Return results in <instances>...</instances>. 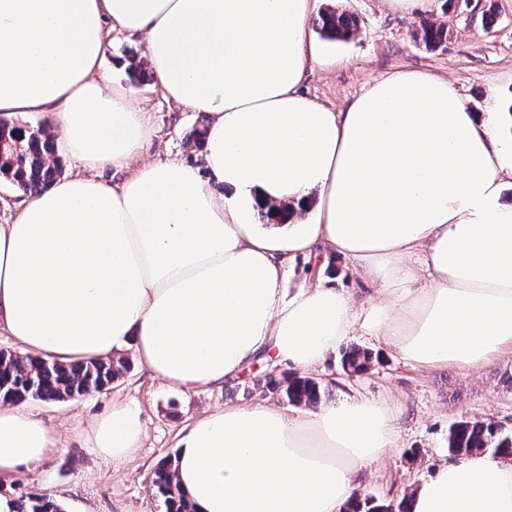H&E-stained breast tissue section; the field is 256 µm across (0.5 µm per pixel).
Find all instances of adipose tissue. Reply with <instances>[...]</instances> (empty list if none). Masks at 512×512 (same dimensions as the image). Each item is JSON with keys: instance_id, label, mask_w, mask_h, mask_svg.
<instances>
[{"instance_id": "adipose-tissue-1", "label": "adipose tissue", "mask_w": 512, "mask_h": 512, "mask_svg": "<svg viewBox=\"0 0 512 512\" xmlns=\"http://www.w3.org/2000/svg\"><path fill=\"white\" fill-rule=\"evenodd\" d=\"M315 2L0 0V115L48 117L77 164L0 224V333L61 363L130 348L194 392L261 356L315 369L359 329L426 368L512 347V140L423 72L340 112L307 97V70L331 62ZM113 30L144 37L169 101L208 115L202 163L142 161L146 114L103 69ZM266 205L281 223H256ZM324 250L379 300L359 310L324 283L284 298L291 263ZM93 435L126 457L138 405L113 404ZM395 441L366 397L227 407L183 435L176 479L195 512H342ZM51 445L39 415L0 401V476ZM409 509L512 512V456L438 466Z\"/></svg>"}]
</instances>
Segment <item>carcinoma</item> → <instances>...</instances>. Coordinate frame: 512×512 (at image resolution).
Returning a JSON list of instances; mask_svg holds the SVG:
<instances>
[{
    "mask_svg": "<svg viewBox=\"0 0 512 512\" xmlns=\"http://www.w3.org/2000/svg\"><path fill=\"white\" fill-rule=\"evenodd\" d=\"M319 34L328 40H347L357 33L356 16L332 7L313 19ZM416 45L429 51L445 46L448 30L443 24L427 21L417 30ZM61 172L55 141L41 124L37 127L0 119V177L19 191L36 194L53 182ZM372 361L370 353L353 348L343 354V366L353 373H362ZM127 365L112 358L83 363L63 364L36 355L20 356L11 352L0 354V399L25 401H64L99 392L111 386ZM283 393L296 406H314L325 391L308 377L288 380ZM495 456L512 453V431L503 424L487 420H461L448 431V453L462 458L473 453ZM153 486L164 498L167 512H195L192 502L175 483V461L162 459L153 471ZM10 512H64L56 501L45 496H20L9 499ZM345 512H410L408 498L398 503H379L362 493L347 505Z\"/></svg>",
    "mask_w": 512,
    "mask_h": 512,
    "instance_id": "1",
    "label": "carcinoma"
}]
</instances>
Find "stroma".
Returning <instances> with one entry per match:
<instances>
[{
	"instance_id": "1",
	"label": "stroma",
	"mask_w": 512,
	"mask_h": 512,
	"mask_svg": "<svg viewBox=\"0 0 512 512\" xmlns=\"http://www.w3.org/2000/svg\"><path fill=\"white\" fill-rule=\"evenodd\" d=\"M359 19L358 33L346 42L322 41L329 66H313L303 84L312 99L344 109L372 80L398 71H420L448 80L456 95L485 117L498 119L512 106V0H434L429 11L410 14L393 9L388 0H323ZM445 24V49H419L413 36L420 23ZM103 67L110 77L129 84L124 66L129 56L142 55V37L117 30ZM137 106L147 113L154 134L142 158L191 162L199 150L189 138L198 112L171 103L152 80L132 85ZM503 137L512 127L500 123ZM326 279L368 305L375 297L373 284L352 275L340 256L317 255L297 259L283 288L293 296ZM346 347L370 351L368 371L346 372L340 354H332L311 371L329 398L366 396L392 408L398 440L395 448L370 468L362 480L364 492L387 503L407 495L411 486L433 475L448 462V430L460 420H495L512 428V351L504 350L476 371L454 366L425 369L409 364L381 339L358 331ZM124 374L102 391L76 400H29V407L52 430L54 441L41 463L0 478V497L38 494L59 502L65 512H166L164 499L151 487L152 471L164 456L177 455L178 442L204 411L246 406L265 401L285 412L293 407L282 393L269 390L268 376L279 380L297 375V368L259 359L232 382L199 392L167 387L124 351ZM116 401H132L141 411L144 435L141 446L127 458L103 459L93 446L91 426L109 414Z\"/></svg>"
}]
</instances>
